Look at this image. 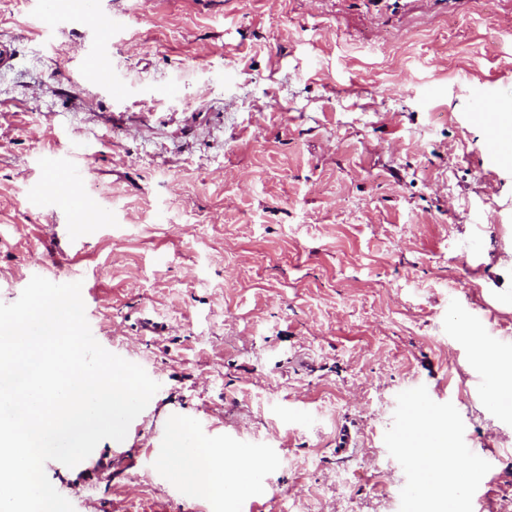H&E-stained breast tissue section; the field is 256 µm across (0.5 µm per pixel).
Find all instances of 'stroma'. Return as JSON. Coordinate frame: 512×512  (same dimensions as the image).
<instances>
[{"mask_svg":"<svg viewBox=\"0 0 512 512\" xmlns=\"http://www.w3.org/2000/svg\"><path fill=\"white\" fill-rule=\"evenodd\" d=\"M84 2L49 35L36 0H0V302L79 270L95 339L160 388L90 465L48 461L55 489L225 512L233 488L172 474L173 424L198 423L265 459L251 512H407L395 446L424 447L423 414L484 467L466 512H502L512 401L488 402L471 330L512 342V164L485 155L512 121V0Z\"/></svg>","mask_w":512,"mask_h":512,"instance_id":"obj_1","label":"stroma"}]
</instances>
